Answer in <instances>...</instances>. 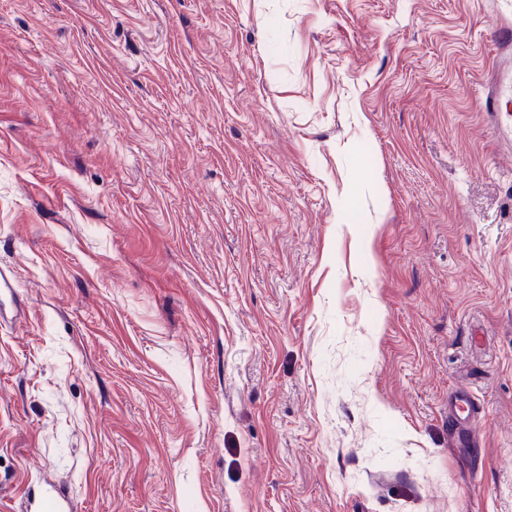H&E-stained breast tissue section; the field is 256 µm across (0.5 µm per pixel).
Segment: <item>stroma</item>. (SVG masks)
I'll list each match as a JSON object with an SVG mask.
<instances>
[{
    "instance_id": "obj_1",
    "label": "stroma",
    "mask_w": 512,
    "mask_h": 512,
    "mask_svg": "<svg viewBox=\"0 0 512 512\" xmlns=\"http://www.w3.org/2000/svg\"><path fill=\"white\" fill-rule=\"evenodd\" d=\"M496 13L0 0V512H512ZM448 423L465 442H473L470 436L479 424L471 396L465 388H459L448 398ZM26 511L31 512H69V501L65 494L54 485L45 483L37 488H29Z\"/></svg>"
}]
</instances>
